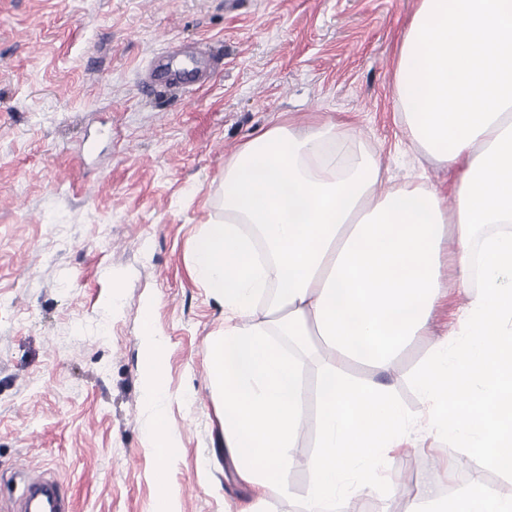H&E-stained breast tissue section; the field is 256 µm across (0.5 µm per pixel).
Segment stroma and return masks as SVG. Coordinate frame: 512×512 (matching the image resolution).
<instances>
[{"label": "stroma", "mask_w": 512, "mask_h": 512, "mask_svg": "<svg viewBox=\"0 0 512 512\" xmlns=\"http://www.w3.org/2000/svg\"><path fill=\"white\" fill-rule=\"evenodd\" d=\"M417 0H0V512L19 466L54 473L75 512H157L165 480L180 512H240L251 490L224 452L208 346L224 304L193 276L190 243L222 221L224 163L284 116L297 131L333 119L373 153L383 189L454 174L413 150L393 94L392 59ZM209 42L207 89L144 96L160 55L192 67ZM445 290L428 335L395 361L412 376L434 340L463 327L465 295L443 258ZM117 294L115 306L105 299ZM167 342L174 457L148 446L141 387L143 308ZM316 429L292 454L299 512ZM448 441L422 437L387 465L454 491Z\"/></svg>", "instance_id": "35a3bbf8"}]
</instances>
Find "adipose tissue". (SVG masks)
Returning <instances> with one entry per match:
<instances>
[{"label": "adipose tissue", "instance_id": "adipose-tissue-1", "mask_svg": "<svg viewBox=\"0 0 512 512\" xmlns=\"http://www.w3.org/2000/svg\"><path fill=\"white\" fill-rule=\"evenodd\" d=\"M512 0H418L396 49L394 94L411 143L458 174L456 207L422 182L378 192L382 170L346 150L344 124L295 132L279 121L224 166V221L192 242V272L224 302V329L209 347L222 391L224 449L259 512L288 494L306 424L297 351L316 338L321 396L315 476L302 512H336L343 495L370 497L394 477L391 451L429 433L512 474ZM254 224L259 236L243 233ZM497 232L476 237L477 227ZM455 241L454 277L468 295L464 336L442 337L413 380L424 404L409 412L388 377L401 352L426 335L445 284L441 259ZM264 309H257L258 300ZM145 305L143 392L152 447L174 453L163 424L166 341ZM287 336L296 350L284 351ZM368 367L361 381L349 364ZM426 512H512V497L473 473L452 497L421 494Z\"/></svg>", "mask_w": 512, "mask_h": 512}]
</instances>
